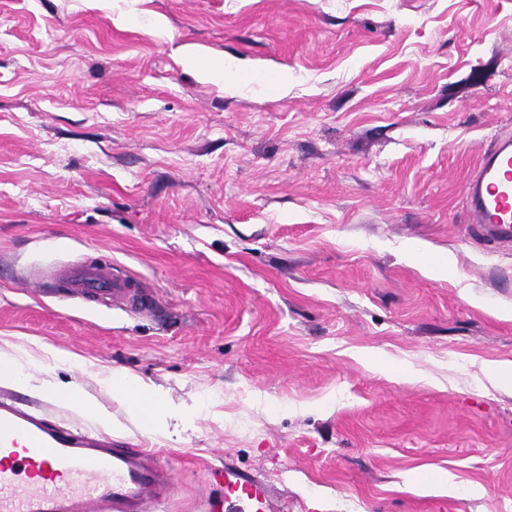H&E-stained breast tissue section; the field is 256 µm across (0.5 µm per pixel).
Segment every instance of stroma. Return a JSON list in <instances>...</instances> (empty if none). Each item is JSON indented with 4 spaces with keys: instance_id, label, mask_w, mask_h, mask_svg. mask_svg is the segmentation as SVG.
<instances>
[{
    "instance_id": "stroma-1",
    "label": "stroma",
    "mask_w": 512,
    "mask_h": 512,
    "mask_svg": "<svg viewBox=\"0 0 512 512\" xmlns=\"http://www.w3.org/2000/svg\"><path fill=\"white\" fill-rule=\"evenodd\" d=\"M500 134L512 0H0V340L170 463L157 512L226 465L267 512H512V247L464 202ZM101 260L154 316L53 286ZM105 383L112 388V397L126 404L130 413L143 424L157 429L166 424L162 418L166 402L144 379L113 370Z\"/></svg>"
}]
</instances>
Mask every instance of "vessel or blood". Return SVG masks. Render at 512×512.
I'll list each match as a JSON object with an SVG mask.
<instances>
[{"instance_id": "vessel-or-blood-1", "label": "vessel or blood", "mask_w": 512, "mask_h": 512, "mask_svg": "<svg viewBox=\"0 0 512 512\" xmlns=\"http://www.w3.org/2000/svg\"><path fill=\"white\" fill-rule=\"evenodd\" d=\"M472 230L495 244L512 242V138L497 137L465 184ZM56 279L67 292L150 313L139 283L109 265L73 262ZM225 491H245L264 512L266 487L222 473ZM175 474L156 454L92 429L64 431L30 402L0 389V512H154L170 499Z\"/></svg>"}]
</instances>
